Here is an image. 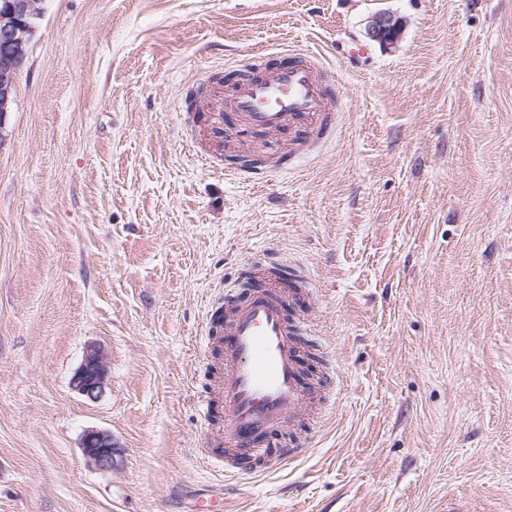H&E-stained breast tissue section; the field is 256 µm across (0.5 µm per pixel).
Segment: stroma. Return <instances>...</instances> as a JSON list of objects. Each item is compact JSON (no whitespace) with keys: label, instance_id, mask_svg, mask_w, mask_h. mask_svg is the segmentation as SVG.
<instances>
[{"label":"stroma","instance_id":"1","mask_svg":"<svg viewBox=\"0 0 512 512\" xmlns=\"http://www.w3.org/2000/svg\"><path fill=\"white\" fill-rule=\"evenodd\" d=\"M40 7L0 133V512H512V0ZM260 48L320 54L326 136L211 138ZM252 259L312 293L314 400L242 477L214 314ZM399 29L398 19L389 12H378L367 22L366 34L374 41L383 45L396 43L395 37ZM392 43H389V42ZM108 380L107 355L101 347H86L82 362L73 377L71 387L89 400H97L103 394ZM120 448L116 446L112 435L98 429L87 430L82 440V452L86 461L102 471H112L118 465Z\"/></svg>","mask_w":512,"mask_h":512}]
</instances>
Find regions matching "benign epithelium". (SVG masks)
I'll return each mask as SVG.
<instances>
[{"instance_id":"1","label":"benign epithelium","mask_w":512,"mask_h":512,"mask_svg":"<svg viewBox=\"0 0 512 512\" xmlns=\"http://www.w3.org/2000/svg\"><path fill=\"white\" fill-rule=\"evenodd\" d=\"M37 12V0H3L0 4V131L7 125L14 98L19 67L33 35L29 19ZM398 19L389 12H378L367 22L366 34L374 41L387 45L395 41ZM108 380L107 355L101 347H86L82 362L73 377L71 387L80 395L94 401L103 394ZM82 452L86 461L99 470L110 472L118 465L120 448L112 434L98 429L85 432Z\"/></svg>"}]
</instances>
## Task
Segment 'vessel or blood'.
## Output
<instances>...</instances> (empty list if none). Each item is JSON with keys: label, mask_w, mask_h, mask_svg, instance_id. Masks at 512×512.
I'll return each instance as SVG.
<instances>
[{"label": "vessel or blood", "mask_w": 512, "mask_h": 512, "mask_svg": "<svg viewBox=\"0 0 512 512\" xmlns=\"http://www.w3.org/2000/svg\"><path fill=\"white\" fill-rule=\"evenodd\" d=\"M319 64L311 52L283 65L272 64L265 51L251 55L240 77L225 86L233 103L226 129L247 127L292 140L316 130L332 106ZM253 269L267 278L266 288L231 301L224 318V469L232 474L260 453L261 437H277L311 398L296 362L300 326L288 319L272 266L259 261Z\"/></svg>", "instance_id": "obj_1"}]
</instances>
